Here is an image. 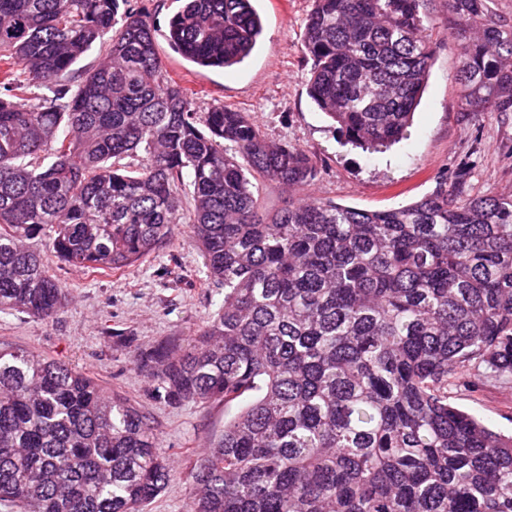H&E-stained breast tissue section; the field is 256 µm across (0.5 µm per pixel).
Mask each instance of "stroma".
Here are the masks:
<instances>
[{"label": "stroma", "instance_id": "35a3bbf8", "mask_svg": "<svg viewBox=\"0 0 512 512\" xmlns=\"http://www.w3.org/2000/svg\"><path fill=\"white\" fill-rule=\"evenodd\" d=\"M312 4L258 0L264 24L259 44L229 69L195 68L162 36L158 51L200 111L224 105L248 113L267 139L304 150L318 171L304 196L367 210L399 207L430 193L438 177L455 180L469 160L477 163L470 177L472 194L512 195V114L463 112L448 0H421V12L436 22L435 54L409 135L390 150L372 154L342 146L308 95L311 62L300 35ZM49 266L69 292L67 306L48 321L0 312V346L63 362L138 403L154 421L173 470L148 512H189L186 480L199 453L223 431L230 410L220 401L172 405L157 398L135 356L162 340L188 344L224 297L222 287L207 277L192 228L179 225L170 244L122 274L88 273L54 258ZM454 402L489 427L512 432V388L491 383L459 391Z\"/></svg>", "mask_w": 512, "mask_h": 512}]
</instances>
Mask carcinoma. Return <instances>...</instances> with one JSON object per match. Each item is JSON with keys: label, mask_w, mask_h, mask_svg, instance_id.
Returning a JSON list of instances; mask_svg holds the SVG:
<instances>
[{"label": "carcinoma", "mask_w": 512, "mask_h": 512, "mask_svg": "<svg viewBox=\"0 0 512 512\" xmlns=\"http://www.w3.org/2000/svg\"><path fill=\"white\" fill-rule=\"evenodd\" d=\"M165 38L242 63L252 0H179ZM462 111L512 112V26L448 0ZM420 0H313L308 94L345 144L409 127L432 65ZM102 59L77 64L97 44ZM454 185L370 211L321 198L260 212L251 178L309 185L304 151L164 70L130 0H0V312L50 320L69 293L32 241L120 272L193 228L217 311L186 348L136 356L168 403L237 406L191 471L192 512H512V435L452 394L512 385V196ZM150 418L96 378L0 347V503L143 512L167 487Z\"/></svg>", "instance_id": "obj_1"}]
</instances>
